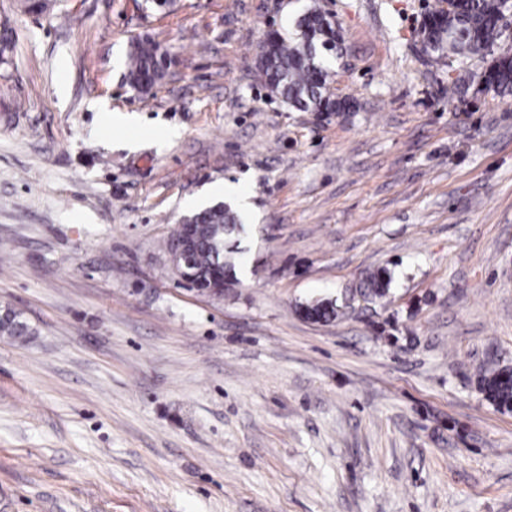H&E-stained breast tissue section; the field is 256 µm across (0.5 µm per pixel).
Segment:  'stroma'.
Wrapping results in <instances>:
<instances>
[{"label":"stroma","mask_w":512,"mask_h":512,"mask_svg":"<svg viewBox=\"0 0 512 512\" xmlns=\"http://www.w3.org/2000/svg\"><path fill=\"white\" fill-rule=\"evenodd\" d=\"M142 2L0 0V308L33 331L0 336V512H512V412L478 385L512 368V96L449 97L441 0ZM312 4L351 111L256 70ZM227 181L252 211L215 298L165 242ZM126 66L127 83L153 87L165 77L166 56L152 39L136 40L130 45Z\"/></svg>","instance_id":"stroma-1"}]
</instances>
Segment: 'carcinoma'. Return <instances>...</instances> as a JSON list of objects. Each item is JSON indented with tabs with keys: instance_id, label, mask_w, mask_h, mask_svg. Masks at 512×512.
<instances>
[{
	"instance_id": "1",
	"label": "carcinoma",
	"mask_w": 512,
	"mask_h": 512,
	"mask_svg": "<svg viewBox=\"0 0 512 512\" xmlns=\"http://www.w3.org/2000/svg\"><path fill=\"white\" fill-rule=\"evenodd\" d=\"M448 7L435 9L425 17V51L438 58H452L466 69L475 58L489 59L479 72H469L478 91L499 97L512 96V53L496 52L505 34L502 18L512 0H446ZM340 26L317 5L309 6L295 23L294 31H279L258 53L259 69L272 93L288 107L302 112H346L351 104L331 88L330 59L341 49ZM166 74V56L155 41L146 38L130 45L126 63L127 83L134 87L154 86ZM185 223L197 226L200 241L188 265L181 266L183 281L203 294L224 296L236 280L240 251L226 246V240L244 232V218L231 205H215L185 216ZM386 272L378 271L368 280L369 295L381 297L387 290ZM313 320L329 319L336 310L331 302L303 308ZM0 335L25 341L32 335L29 325L10 308L0 310ZM486 399L499 409L512 410V370H486L479 377Z\"/></svg>"
}]
</instances>
